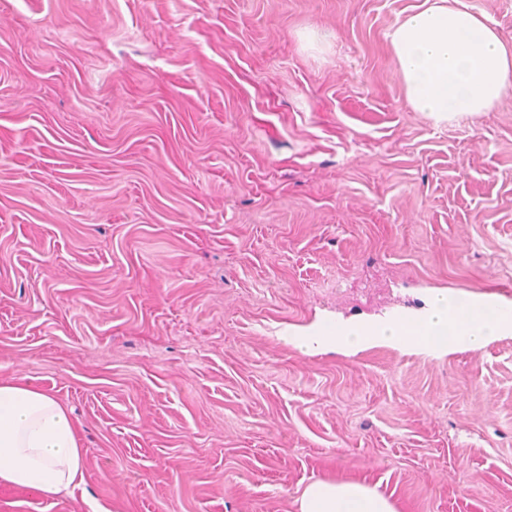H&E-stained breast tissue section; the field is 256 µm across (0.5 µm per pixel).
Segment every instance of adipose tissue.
<instances>
[{"mask_svg":"<svg viewBox=\"0 0 512 512\" xmlns=\"http://www.w3.org/2000/svg\"><path fill=\"white\" fill-rule=\"evenodd\" d=\"M388 43L408 104L435 121L489 111L512 92V46L461 0H432L393 26ZM455 303V297L437 293L420 315L324 320L304 334L284 332L281 340L314 356L373 344L476 351L512 335V304L468 297V306L479 314L472 320L454 314ZM82 475L77 426L64 404L34 383L0 381V484L44 496L78 484ZM295 505L296 512H398L376 488L333 477L307 484Z\"/></svg>","mask_w":512,"mask_h":512,"instance_id":"adipose-tissue-1","label":"adipose tissue"}]
</instances>
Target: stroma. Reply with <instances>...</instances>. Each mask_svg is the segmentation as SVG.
Listing matches in <instances>:
<instances>
[{
  "label": "stroma",
  "instance_id": "stroma-1",
  "mask_svg": "<svg viewBox=\"0 0 512 512\" xmlns=\"http://www.w3.org/2000/svg\"><path fill=\"white\" fill-rule=\"evenodd\" d=\"M425 0H0V380L79 424V487L0 512H512V335L285 345L512 302V96L435 124L387 34ZM457 300L458 297L448 293H437L430 296L427 309L420 315L357 323L324 320L307 333L287 330L279 339L305 355L315 356L329 348L355 352L373 344L438 352L476 351L491 339L512 335V303L505 305L489 297H468L470 309L481 315L472 320L464 317L469 312L463 307L459 309L460 315L454 314ZM406 324L415 328L420 336H407ZM296 512H398L376 488L354 480L318 478L295 500Z\"/></svg>",
  "mask_w": 512,
  "mask_h": 512
}]
</instances>
